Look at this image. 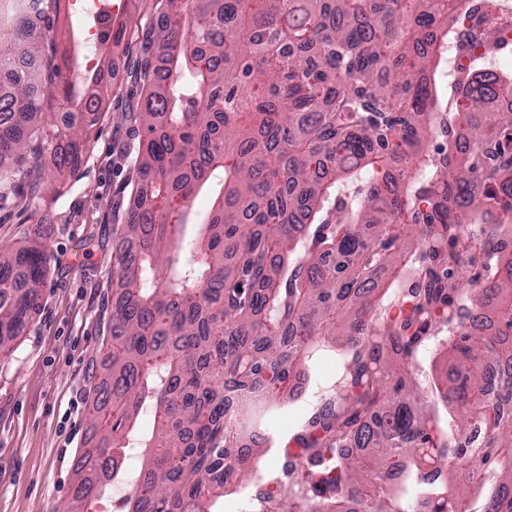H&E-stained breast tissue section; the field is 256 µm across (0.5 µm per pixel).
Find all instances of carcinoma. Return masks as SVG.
Listing matches in <instances>:
<instances>
[{
  "label": "carcinoma",
  "instance_id": "cac0c4a2",
  "mask_svg": "<svg viewBox=\"0 0 512 512\" xmlns=\"http://www.w3.org/2000/svg\"><path fill=\"white\" fill-rule=\"evenodd\" d=\"M58 2L34 25L24 0H0V162L22 164L49 124L60 173L78 168L99 121L98 72L83 79L90 95L66 75L83 65L79 35L61 65H16L53 40ZM156 2L125 229L138 250L118 257L90 409L99 439L63 512L122 479L131 442L140 482L126 512H216L266 456L261 443L238 451L242 430L292 401L335 343L334 391L286 449L303 457L282 489L288 512H512V248L490 234L497 274L456 286L478 266L465 226L512 225V111L496 107L512 72L472 78L454 139L436 163L427 149L445 125L442 43L464 0ZM95 28L110 69L126 24L106 11ZM45 83L74 111H45ZM205 187L219 195L188 240ZM409 229L416 266L396 246ZM173 249L191 259L165 257ZM46 273L38 235L0 260V352L37 313ZM407 283L411 317L384 315ZM443 324L448 370L429 399L415 352ZM440 400L459 422L438 420ZM473 424L485 439L464 448Z\"/></svg>",
  "mask_w": 512,
  "mask_h": 512
}]
</instances>
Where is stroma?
<instances>
[{
	"mask_svg": "<svg viewBox=\"0 0 512 512\" xmlns=\"http://www.w3.org/2000/svg\"><path fill=\"white\" fill-rule=\"evenodd\" d=\"M127 36L112 55L107 91L83 163L56 181L51 141L28 156L0 200V258L42 234L47 274L39 310L0 353V512H61L74 460L97 441L88 417L112 336L123 233L131 216L142 130L140 66L158 29L156 0H113Z\"/></svg>",
	"mask_w": 512,
	"mask_h": 512,
	"instance_id": "1",
	"label": "stroma"
}]
</instances>
